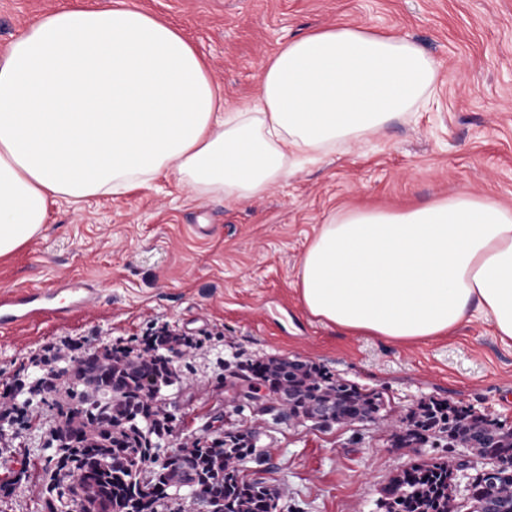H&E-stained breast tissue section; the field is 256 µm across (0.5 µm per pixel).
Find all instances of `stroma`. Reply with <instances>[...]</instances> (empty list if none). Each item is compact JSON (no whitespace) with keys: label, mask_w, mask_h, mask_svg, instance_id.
I'll use <instances>...</instances> for the list:
<instances>
[{"label":"stroma","mask_w":512,"mask_h":512,"mask_svg":"<svg viewBox=\"0 0 512 512\" xmlns=\"http://www.w3.org/2000/svg\"><path fill=\"white\" fill-rule=\"evenodd\" d=\"M106 0H0V54L44 13ZM175 28L204 57L230 106L254 103L261 68L284 43L348 23L401 35L440 65L429 106L398 118L364 146H337L258 199L196 197L172 175L119 197L51 205L41 234L0 260V293L52 288L83 275L99 303L66 321L0 328V391L50 347L140 350L167 328L193 349L164 408L171 448L185 437L260 432L247 474L278 491L277 512H381L384 487L417 463L448 462L457 503L493 462L429 439L394 451L370 423L318 427L258 410L230 386L254 362L300 356L333 378L381 395L405 416L441 400L512 427V341L488 322L409 345L347 334L304 310L300 260L338 211H399L465 190L512 207V0H129ZM58 423L0 438V478L38 456Z\"/></svg>","instance_id":"1"}]
</instances>
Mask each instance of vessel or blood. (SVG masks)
Wrapping results in <instances>:
<instances>
[{
    "label": "vessel or blood",
    "instance_id": "1",
    "mask_svg": "<svg viewBox=\"0 0 512 512\" xmlns=\"http://www.w3.org/2000/svg\"><path fill=\"white\" fill-rule=\"evenodd\" d=\"M98 301V291L84 280H67L52 289H22L0 295V325L17 326L43 315L66 319L76 311H88Z\"/></svg>",
    "mask_w": 512,
    "mask_h": 512
}]
</instances>
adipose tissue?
<instances>
[{"label": "adipose tissue", "instance_id": "1", "mask_svg": "<svg viewBox=\"0 0 512 512\" xmlns=\"http://www.w3.org/2000/svg\"><path fill=\"white\" fill-rule=\"evenodd\" d=\"M437 75L408 39L338 24L280 48L255 104L232 108L178 31L125 0L46 13L0 54V258L40 233L52 203L173 173L197 197H262L426 105ZM298 291L345 333L405 344L479 317L512 340V208L460 191L345 210L305 251Z\"/></svg>", "mask_w": 512, "mask_h": 512}]
</instances>
